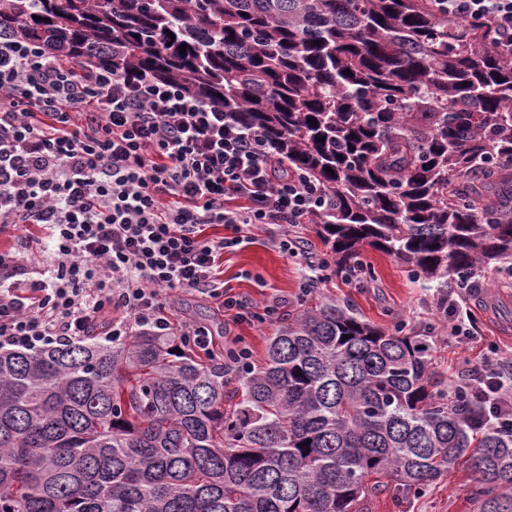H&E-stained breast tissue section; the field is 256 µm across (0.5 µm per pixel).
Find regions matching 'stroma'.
Returning a JSON list of instances; mask_svg holds the SVG:
<instances>
[{"mask_svg": "<svg viewBox=\"0 0 512 512\" xmlns=\"http://www.w3.org/2000/svg\"><path fill=\"white\" fill-rule=\"evenodd\" d=\"M292 237L301 241L305 254L288 256L274 243V231H254L248 243L225 252L220 278L225 289L264 306L277 299L287 300L288 311L308 303L333 300L351 309L358 317L382 327L405 321L409 328L426 329L431 334L433 356L449 383L460 380L469 366L481 363L490 351L512 360V276L497 267L483 270L479 294L469 304L479 319L478 332L468 346H460L448 334V319L438 307L440 290L414 280L407 267L393 257L372 248H364L366 267L360 280L347 281L344 275L328 269L314 294L301 292L305 281L307 254L327 255L313 224L291 228ZM164 312L172 326H205L211 333L214 349H222L240 336L251 345L255 357H262L274 326L270 323L237 322L212 298L200 293L173 291L162 299ZM366 512H475L471 490L462 471L444 474L426 491L415 496L394 499L391 490L372 495Z\"/></svg>", "mask_w": 512, "mask_h": 512, "instance_id": "obj_1", "label": "stroma"}]
</instances>
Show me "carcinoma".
<instances>
[{"instance_id":"carcinoma-1","label":"carcinoma","mask_w":512,"mask_h":512,"mask_svg":"<svg viewBox=\"0 0 512 512\" xmlns=\"http://www.w3.org/2000/svg\"><path fill=\"white\" fill-rule=\"evenodd\" d=\"M0 36L243 108L324 188L345 271L366 246L437 288L512 261V64L433 0H0ZM225 373L149 330L0 351V512H363L460 468L512 512V436L420 331L307 305Z\"/></svg>"}]
</instances>
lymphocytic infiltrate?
Here are the masks:
<instances>
[{"label":"lymphocytic infiltrate","instance_id":"obj_1","mask_svg":"<svg viewBox=\"0 0 512 512\" xmlns=\"http://www.w3.org/2000/svg\"><path fill=\"white\" fill-rule=\"evenodd\" d=\"M438 15L487 26L512 63V0H434ZM329 201L284 166L276 146L235 109L127 69L87 73L43 45L0 38V233L39 227L52 247L27 284L16 248L0 249V348L39 349L134 329L167 334L160 297L218 300L235 321L277 319L225 291V251L262 224H308ZM221 224L228 236L210 237ZM512 432V372L471 366L460 383Z\"/></svg>","mask_w":512,"mask_h":512}]
</instances>
